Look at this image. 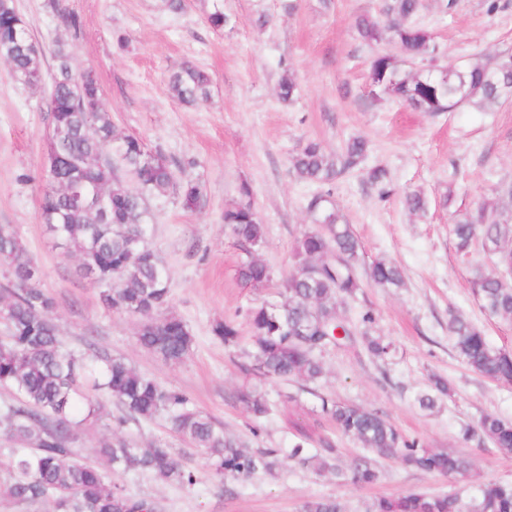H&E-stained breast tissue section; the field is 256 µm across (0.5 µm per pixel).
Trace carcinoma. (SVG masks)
I'll return each mask as SVG.
<instances>
[{
    "label": "carcinoma",
    "instance_id": "cac0c4a2",
    "mask_svg": "<svg viewBox=\"0 0 512 512\" xmlns=\"http://www.w3.org/2000/svg\"><path fill=\"white\" fill-rule=\"evenodd\" d=\"M420 8L421 0H385L386 21L361 17L357 31L367 42L390 41L410 59L433 61L438 46L414 22ZM0 59L18 84L30 89L43 84L46 52L11 0H0ZM52 59L46 110L54 132L55 163L44 169L39 181L40 223L58 246L77 258L81 275L100 288L106 308L139 318L138 345L167 363L179 364L190 353L193 336L181 317L159 316L170 305L169 275L149 242L153 215L147 201L172 196L183 208L193 210L203 187L193 180L177 181L162 153L148 149L139 137L120 133L100 102L97 81L81 88L72 84L74 71L65 44L56 45ZM369 79L372 95H392L420 112H454L461 107L490 112L507 100L503 87L512 85V71H499L487 60L423 72L402 69L392 55L383 54L371 61ZM211 83L208 73L185 63L170 73L168 90L180 102L195 104L208 97ZM365 154L366 143L360 138L346 142L334 161L319 143L308 141L293 155L292 166L300 179L324 186L358 169ZM367 180L380 198L391 194L385 169L370 170ZM70 188L101 202L88 207L75 204ZM331 196L328 189L308 201L311 227L297 241L294 269L282 299L247 312L253 363L241 369L248 375L314 383L324 374L320 355L353 337L339 309L361 288L354 273L360 244ZM509 212L512 182L498 187L494 205L484 203L455 222L457 250L467 252L478 242L495 253L498 267H512V219L503 218ZM224 228L245 251L238 278L254 288L264 286L271 271L254 257L263 243L264 228L249 185H242L240 201L224 210ZM0 266L8 275V288L0 291V321L7 329L0 337V388L16 398L4 405L0 426L17 443L8 449L4 462L8 480L0 490L14 501L50 502L53 512H155L152 502L129 495L118 478L140 470L163 482L195 485L194 472L183 468L165 444L139 448L114 434L101 448L111 466L107 471L75 455V432L83 423L100 418L101 395L119 411L118 429L130 421L165 418L173 432L206 450L213 475L221 481L244 479L259 470L271 472L284 453L319 474L337 469L336 448L331 444L322 455L309 453L302 441L286 450L250 451L194 408L185 392L138 372L91 342L79 351L66 347L51 318L52 296L31 278L37 264L6 225H0ZM369 277L384 288L404 284L400 268L384 261L372 263ZM473 286L489 316L512 319V278L479 272ZM373 323L374 315L365 312L361 336L366 350L382 358L391 344L369 333ZM213 332L227 346L241 339L231 321L216 324ZM448 332L469 369L492 381L512 383L511 351L491 346L460 313L449 314ZM446 394L448 384L436 381L418 402L431 408L438 396ZM236 399L255 417L271 411L266 394L255 385L242 386ZM319 406L343 436L383 458L453 481L464 478L470 469L469 461L455 452L404 438L377 412L327 396L319 397ZM478 427L497 448L512 453V421L487 414ZM379 479L380 471L365 458L355 462L353 482L374 484ZM302 512H345V506L335 498H316L306 501ZM367 512H512V483L487 481L468 499L456 492L381 497Z\"/></svg>",
    "mask_w": 512,
    "mask_h": 512
}]
</instances>
